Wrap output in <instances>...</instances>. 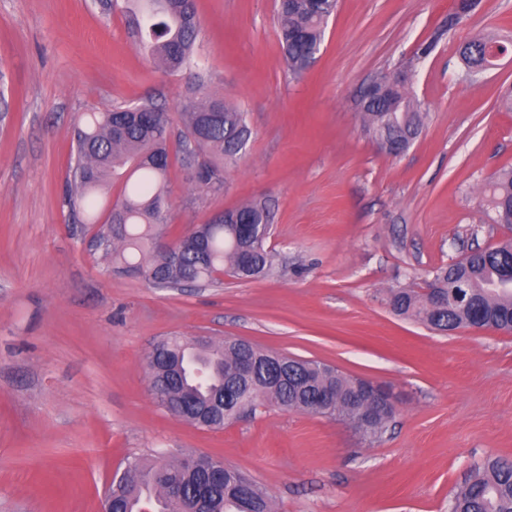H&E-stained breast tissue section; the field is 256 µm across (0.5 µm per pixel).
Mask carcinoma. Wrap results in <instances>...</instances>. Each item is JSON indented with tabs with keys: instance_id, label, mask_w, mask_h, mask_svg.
I'll list each match as a JSON object with an SVG mask.
<instances>
[{
	"instance_id": "carcinoma-1",
	"label": "carcinoma",
	"mask_w": 512,
	"mask_h": 512,
	"mask_svg": "<svg viewBox=\"0 0 512 512\" xmlns=\"http://www.w3.org/2000/svg\"><path fill=\"white\" fill-rule=\"evenodd\" d=\"M110 16L126 18L136 42L149 60L165 73L176 75L189 68L198 47L201 30L195 0H101ZM314 10L310 0H277L279 42L288 70L299 77L314 62L328 19L337 0H324ZM500 40L483 36L468 41L462 49L467 72L490 64L488 56ZM364 127L378 141L400 134L418 135L423 124L421 105L407 92L391 97L374 96L363 113ZM180 125L179 163L182 169L200 166L207 178L195 179L204 192L224 190L221 164L241 158L251 139L246 113L208 92V78L199 74L188 99L178 109ZM173 121L154 103L145 101L105 112H83L75 123V145L69 164L63 203L73 215L85 211L87 198L123 175H139L112 206L97 236L103 257L119 263L163 288H182L214 280L226 272L234 277L257 278L271 267L265 248L270 235L269 213L264 204L252 201L233 209L226 222L197 224L180 236L174 246L157 243L158 228L166 224L170 195L166 187L169 143ZM496 223L512 224V170L496 178L490 199ZM512 273V246L471 251L465 263L440 267L433 279L449 288L463 280L470 286L471 300L483 309L486 323L512 331V288L491 289L490 284ZM393 312L435 329L469 326L476 320L471 309H440L431 299L413 289L391 292ZM257 362L253 375L242 373V360ZM193 357L207 367L199 383L187 368H178L180 358ZM153 402L185 422L201 428L221 429L240 414L269 404L348 421L364 441L379 438L393 412L378 411L370 421L357 423L361 411L354 397L363 380L347 376L314 360L276 355L248 341L210 337L186 340L168 336L157 342L147 358ZM133 476L111 483L107 490L112 512H144L152 505L162 512H272L269 493L237 469L224 467V486L210 480L217 460L208 456L168 461L135 458L129 461ZM183 487V496L171 487ZM450 512H512V459L488 455L475 466L450 499Z\"/></svg>"
}]
</instances>
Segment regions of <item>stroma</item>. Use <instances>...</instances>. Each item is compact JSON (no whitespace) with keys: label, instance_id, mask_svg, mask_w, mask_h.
Segmentation results:
<instances>
[{"label":"stroma","instance_id":"1","mask_svg":"<svg viewBox=\"0 0 512 512\" xmlns=\"http://www.w3.org/2000/svg\"><path fill=\"white\" fill-rule=\"evenodd\" d=\"M202 49L179 75L139 53L99 0H0V512H103L112 473L133 457L188 452L265 488L275 512H448L467 472L512 457V334H442L395 315L388 295L435 267L497 246L488 181L512 169V53L468 76L466 38H512V0H482L449 28L454 0H338L315 62L292 77L274 0H195ZM408 71L426 114L402 155L363 125L361 90ZM245 112V155L224 190L168 174L171 243L247 200L265 202L272 268L160 288L120 272L73 223L60 188L78 113L150 100L176 113L196 73ZM243 339L391 388L382 436L274 406L224 428L157 407L146 357L160 339Z\"/></svg>","mask_w":512,"mask_h":512}]
</instances>
